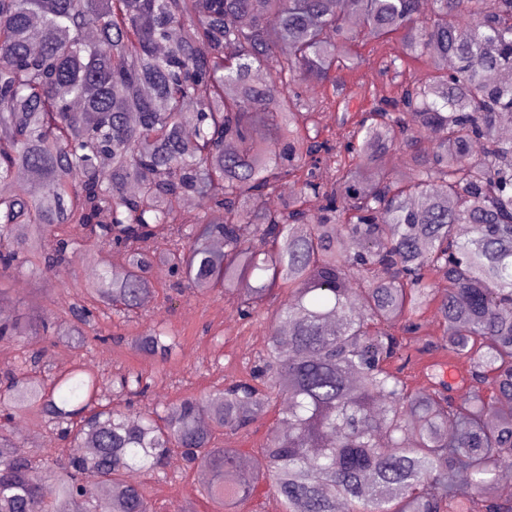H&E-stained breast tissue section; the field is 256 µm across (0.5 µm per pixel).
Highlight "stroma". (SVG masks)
<instances>
[{
	"label": "stroma",
	"mask_w": 512,
	"mask_h": 512,
	"mask_svg": "<svg viewBox=\"0 0 512 512\" xmlns=\"http://www.w3.org/2000/svg\"><path fill=\"white\" fill-rule=\"evenodd\" d=\"M154 279L156 292L145 314L182 335L181 347L173 359L162 363L136 352L131 341L142 326L133 321L113 327L111 340L94 342L91 350L79 358L63 345L46 346L45 363L57 372L71 368L78 360L107 375L141 371L155 378L148 403H172L187 394L204 396L263 349L267 321L243 323L234 304L214 294L177 292L165 266L156 267ZM168 468L175 477L154 493V512H175L186 504L193 505L195 512H212V505L201 495L205 483L202 473H183V463L176 457L170 459Z\"/></svg>",
	"instance_id": "1"
}]
</instances>
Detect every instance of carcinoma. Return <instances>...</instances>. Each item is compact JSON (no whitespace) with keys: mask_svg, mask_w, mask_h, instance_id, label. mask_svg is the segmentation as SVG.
I'll return each instance as SVG.
<instances>
[{"mask_svg":"<svg viewBox=\"0 0 512 512\" xmlns=\"http://www.w3.org/2000/svg\"><path fill=\"white\" fill-rule=\"evenodd\" d=\"M360 38L379 87L336 75L363 63ZM508 69L512 0H0V306L14 272L95 267L61 297L70 330L37 303L0 321V347L26 346L0 371V512H153L140 476L167 482L175 454L209 473L216 512L263 485L280 512H512L497 490L512 468ZM310 78L331 94L309 101ZM100 246L124 264L96 267ZM158 265L247 322L283 297L244 376L133 416L109 394L139 401L154 379L45 371V342L80 352L111 338L99 324L143 318ZM432 310L442 337L421 344ZM136 343L167 360L182 338L152 322ZM454 360L467 372L447 383ZM280 398L263 448L226 445ZM19 416L63 447L19 453Z\"/></svg>","mask_w":512,"mask_h":512,"instance_id":"1","label":"carcinoma"}]
</instances>
